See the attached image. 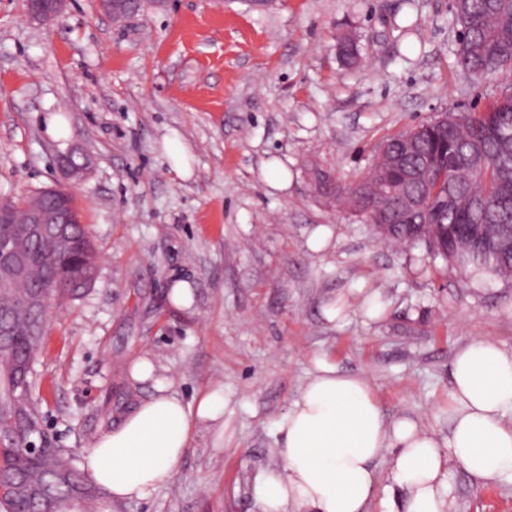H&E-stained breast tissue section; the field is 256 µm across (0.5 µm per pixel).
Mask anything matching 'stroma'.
I'll return each instance as SVG.
<instances>
[{
	"label": "stroma",
	"instance_id": "obj_1",
	"mask_svg": "<svg viewBox=\"0 0 512 512\" xmlns=\"http://www.w3.org/2000/svg\"><path fill=\"white\" fill-rule=\"evenodd\" d=\"M343 34L356 63L337 53ZM459 36L452 0H146L118 24L99 0H67L49 21L0 0V200L70 190L99 253L93 285L45 321L42 444L83 459L161 379L190 407L214 389L230 400L227 431L198 426L175 480L112 512H258L253 480L317 361L365 376L387 419L444 434L456 352L481 338L512 349V280L382 242L312 176L357 183L386 137L483 108L498 80L459 66ZM171 134L190 176L172 167ZM74 149L89 160L75 185L60 168ZM143 359L154 377L134 380ZM448 505L512 512V482L450 465Z\"/></svg>",
	"mask_w": 512,
	"mask_h": 512
}]
</instances>
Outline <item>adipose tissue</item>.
Returning a JSON list of instances; mask_svg holds the SVG:
<instances>
[{
	"mask_svg": "<svg viewBox=\"0 0 512 512\" xmlns=\"http://www.w3.org/2000/svg\"><path fill=\"white\" fill-rule=\"evenodd\" d=\"M448 434L408 418L387 421L368 380L318 362L277 422L275 463L252 493L262 512H448V466L482 483L512 479V350L478 339L450 366ZM223 391L187 408L158 382L85 456L84 469L114 502L149 498L171 483L195 429L219 423ZM391 484L381 487L378 464Z\"/></svg>",
	"mask_w": 512,
	"mask_h": 512,
	"instance_id": "ef3b65f1",
	"label": "adipose tissue"
}]
</instances>
